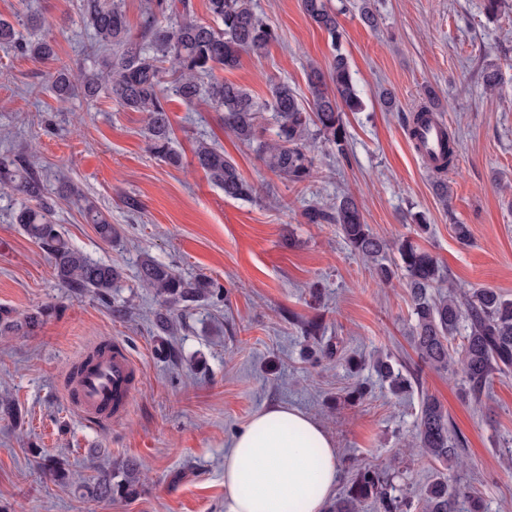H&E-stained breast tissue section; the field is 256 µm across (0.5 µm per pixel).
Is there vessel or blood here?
<instances>
[{"instance_id":"obj_1","label":"vessel or blood","mask_w":512,"mask_h":512,"mask_svg":"<svg viewBox=\"0 0 512 512\" xmlns=\"http://www.w3.org/2000/svg\"><path fill=\"white\" fill-rule=\"evenodd\" d=\"M139 377L136 360L121 341L113 340L89 367L69 379L65 397L87 421L118 420L130 406Z\"/></svg>"}]
</instances>
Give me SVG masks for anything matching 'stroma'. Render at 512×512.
<instances>
[{
	"mask_svg": "<svg viewBox=\"0 0 512 512\" xmlns=\"http://www.w3.org/2000/svg\"><path fill=\"white\" fill-rule=\"evenodd\" d=\"M78 0H0V19L26 38L50 37L60 61L88 62L92 33ZM279 39L262 55H242L217 71L264 99L273 81L307 95L309 65L327 68L335 49L301 9V0H252ZM338 9L341 47L364 103L346 116L348 158L314 141L316 171L293 184L272 173L251 148L225 131L206 101H168L174 168L147 149L145 116L118 108L107 94L59 102L49 89L52 65L0 50V153L33 154L48 187L66 177L96 202L116 228L105 242L74 198L59 200L55 220L90 259L120 268L111 306L59 284L51 261L0 197V305L18 315L46 305L56 312L30 336L0 337V398L18 419L0 418V512H224V454L262 409L287 404L318 421L336 445L334 497L344 496L353 468L389 475L396 493L417 504L439 466L410 441L421 393L447 410L464 448L450 478L481 497L485 512H512V372L495 376L482 405L462 394V377L421 365L413 349L408 290L384 286L351 252L337 225L309 224L311 205L352 194L372 230L390 241L417 238L435 255L444 292L493 288L512 299V0L488 16L485 0H330ZM370 6L376 26L361 20ZM35 14L40 26L25 24ZM497 67L495 91L483 85ZM433 89L442 119L461 150L448 170V199L415 150L403 118L426 105ZM390 91L393 109L379 95ZM221 146L259 190L254 201L228 200L194 158L199 141ZM135 199L137 208L126 205ZM431 225L418 235L407 212ZM468 225L460 243L454 223ZM151 256L185 276L204 275L224 291L179 313L177 331L159 336L160 301L138 278ZM321 319L337 353L326 358L304 341L298 320ZM117 339L141 369L127 415L92 425L62 393L66 372L91 347ZM361 357L351 373L344 358ZM389 359L416 371L421 391L393 395L373 362ZM361 382L373 390L351 401ZM68 463L69 484L52 480L46 459ZM133 460L142 492L103 501L96 477Z\"/></svg>",
	"mask_w": 512,
	"mask_h": 512,
	"instance_id": "obj_1",
	"label": "stroma"
}]
</instances>
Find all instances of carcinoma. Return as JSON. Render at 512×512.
<instances>
[{"mask_svg":"<svg viewBox=\"0 0 512 512\" xmlns=\"http://www.w3.org/2000/svg\"><path fill=\"white\" fill-rule=\"evenodd\" d=\"M304 14L326 32L336 50L327 71L313 67L307 74L310 107H305L296 91L286 82L269 84V100L259 103L245 87L215 78L217 69L238 66L244 53L260 55L278 40L277 30L253 10L251 0H207L212 22L194 16L191 0H149L143 12L138 38H133L121 7V0H80L79 18L93 30L94 48L107 53L94 54L90 67L76 79L63 65L51 76L56 98L66 101L78 94L88 98L106 92L122 109L142 112L146 117L147 148L168 165H182L181 154L172 146L173 128L167 108L168 94L187 104L205 96L215 111L222 113L224 129L250 146L264 165L294 184L310 181L315 173V155L309 139L316 136L339 159L347 158L346 112L362 109L347 56L339 47L341 33L336 12L328 0H301ZM0 49L13 50L41 61L52 60L51 40L24 41L14 26L0 21ZM171 64L176 78L168 83ZM432 108L423 107L405 119L416 150V130L437 119L434 110L439 100L433 90L426 91ZM272 112L276 132L268 138L259 122L263 111ZM459 142L444 132L442 152L432 157L431 171L441 175L454 164ZM195 158L211 182L230 200H251L256 188L241 174L234 160L214 143L201 141ZM0 189L21 198L16 222L52 259L58 281L74 294L90 292L105 306L112 307V288L120 279L118 268L95 262L76 249L53 220L57 200L77 196L84 201L86 221L99 236L112 241L115 229L107 216L77 187L63 182L53 191L45 185L30 155H0ZM303 216L308 224H336L348 247L366 260L379 282L402 281L412 303V336L420 359L437 370L459 369L463 396L475 404L489 397L497 373L512 369V300L489 288H480L463 298L432 293L442 280L437 259L410 240L389 242L366 224L361 206L352 195H344L329 206L313 205ZM140 280L161 299L155 315L158 332L173 330L174 311L184 310L221 294V288L204 277H185L171 266L149 256L138 264ZM50 316V309L19 317L13 309L0 307V335H29ZM466 324L458 355L449 344L461 324ZM307 340L320 344L322 322L301 323ZM373 368L396 393L413 391V377L394 370L377 359ZM414 439L431 460L441 465L457 458L463 442L458 437L440 401L432 395L421 397ZM136 467L127 462L101 473L93 492L101 500L113 497L134 498ZM393 487L380 473L358 468L352 475L347 494L336 499L331 512H359L369 500L382 512H408V502L392 494ZM459 493L452 490L445 476H438L423 489L419 512H457Z\"/></svg>","mask_w":512,"mask_h":512,"instance_id":"cac0c4a2","label":"carcinoma"}]
</instances>
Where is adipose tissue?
<instances>
[{"mask_svg":"<svg viewBox=\"0 0 512 512\" xmlns=\"http://www.w3.org/2000/svg\"><path fill=\"white\" fill-rule=\"evenodd\" d=\"M337 478L335 445L289 405L256 413L224 457L226 512H326Z\"/></svg>","mask_w":512,"mask_h":512,"instance_id":"obj_1","label":"adipose tissue"}]
</instances>
